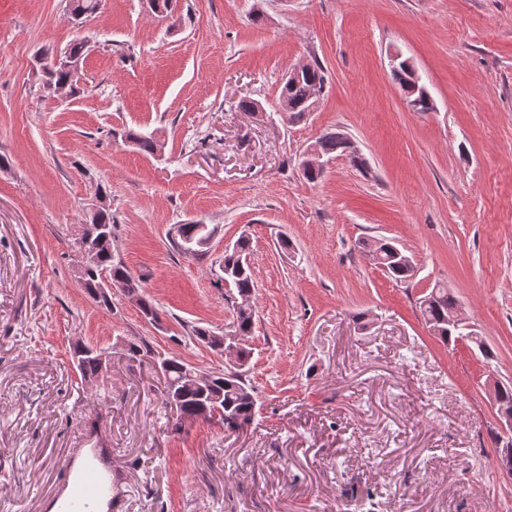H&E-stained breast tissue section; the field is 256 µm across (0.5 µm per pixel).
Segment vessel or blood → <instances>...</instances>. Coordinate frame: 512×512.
<instances>
[{
  "mask_svg": "<svg viewBox=\"0 0 512 512\" xmlns=\"http://www.w3.org/2000/svg\"><path fill=\"white\" fill-rule=\"evenodd\" d=\"M99 449H77L66 464L67 495L62 512H95L97 504L112 495V473L102 464Z\"/></svg>",
  "mask_w": 512,
  "mask_h": 512,
  "instance_id": "vessel-or-blood-1",
  "label": "vessel or blood"
}]
</instances>
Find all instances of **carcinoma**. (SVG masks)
I'll return each mask as SVG.
<instances>
[{
  "instance_id": "1",
  "label": "carcinoma",
  "mask_w": 512,
  "mask_h": 512,
  "mask_svg": "<svg viewBox=\"0 0 512 512\" xmlns=\"http://www.w3.org/2000/svg\"><path fill=\"white\" fill-rule=\"evenodd\" d=\"M101 0H69L70 14L81 17V21L97 14ZM326 76L323 67L317 63L307 65V70L292 80L282 82L278 101L285 102L288 106L286 120L292 124L304 120L308 110L314 103L313 89L325 92ZM68 84L72 86L73 94L80 93L78 74L62 67H51L45 71L43 88L48 93L54 92L57 85ZM126 140L135 145L140 151L148 154L156 153L158 141L151 134L128 130L124 132ZM349 138L337 129L323 133L316 146L319 151L327 156L336 154L346 155ZM95 223L104 226L108 238L98 243L97 259L93 266L84 275L86 283L85 291L92 294L93 286L105 275L114 281L132 278L128 269L114 259L112 253V238L115 237V225L112 224L110 209L101 208L96 215ZM211 236V229L206 224L191 222L180 225L179 241L177 249L185 254L189 251L201 256L204 254L203 244ZM360 248L369 253L381 251L380 264L385 272L396 282H409L415 275V266L409 262H403L397 258L398 248L390 242L383 240H363ZM250 253V239L240 237L234 243L231 250L224 252L222 271L227 276L229 283L228 298L233 296L251 295L254 293L255 284L249 264L246 262ZM457 305V299L453 292L444 285H437L420 299L419 309L427 327L436 325L443 328L439 335L445 344H451L458 339L467 337L475 343L485 357H490L488 349L478 338L471 333L463 332V328H448L444 320L448 319V311ZM233 323L236 330L242 336H250L255 323V309L252 305L233 308ZM191 339L207 343L210 350L224 351L222 337L216 331L207 326L194 325L191 329ZM104 352L98 351L87 345H79L75 349L77 368L83 378H93L102 371L101 357ZM194 367L185 363L178 357L168 358L167 371L164 373V404L176 409L177 419L186 422L194 421L198 417L203 420L215 422L228 429L240 430L249 426L257 414V400L253 389L248 383L244 373H220L211 377L209 386L201 391L190 386L185 380L187 373Z\"/></svg>"
}]
</instances>
